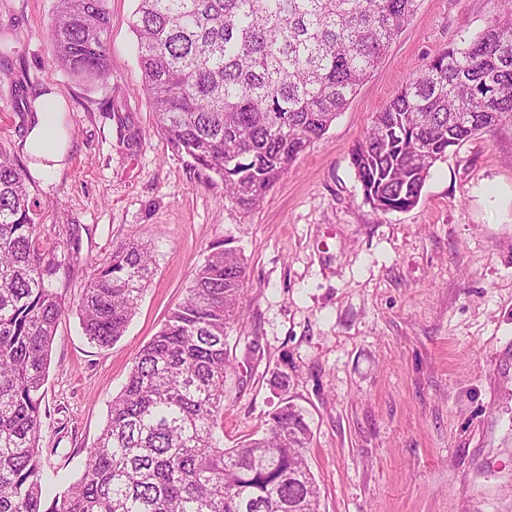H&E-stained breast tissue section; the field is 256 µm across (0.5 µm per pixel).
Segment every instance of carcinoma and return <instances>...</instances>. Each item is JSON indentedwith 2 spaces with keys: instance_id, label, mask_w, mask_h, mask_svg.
<instances>
[{
  "instance_id": "obj_1",
  "label": "carcinoma",
  "mask_w": 512,
  "mask_h": 512,
  "mask_svg": "<svg viewBox=\"0 0 512 512\" xmlns=\"http://www.w3.org/2000/svg\"><path fill=\"white\" fill-rule=\"evenodd\" d=\"M417 0H138L142 93L156 129L242 214L265 200L320 139L409 22ZM474 40L441 52L379 112L350 150L364 201L418 204L436 162L512 117V0ZM105 0H59L52 61L95 82L110 75ZM25 176L0 151V512H319L304 452L311 430L286 402L266 428L224 447L225 338L240 321L247 269L216 242L186 298L137 353L80 478L46 497L42 388L68 311L37 246ZM131 236L97 263L79 303L98 346L123 335L153 274Z\"/></svg>"
}]
</instances>
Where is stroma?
Returning <instances> with one entry per match:
<instances>
[{"label": "stroma", "mask_w": 512, "mask_h": 512, "mask_svg": "<svg viewBox=\"0 0 512 512\" xmlns=\"http://www.w3.org/2000/svg\"><path fill=\"white\" fill-rule=\"evenodd\" d=\"M57 3L0 0V150L26 177L70 306L42 403L49 494L78 480L136 354L221 240L247 266L226 338L225 447L288 402L312 431L321 512H512V118L437 162L406 212L366 204L350 163L373 113L436 53L480 35L503 0H418L349 106L246 215L157 133L135 0H107L112 70L91 85L51 60ZM48 108L62 133L50 160L24 147ZM133 234L155 275L124 335L100 347L77 306L96 262ZM282 372L284 391L272 385Z\"/></svg>", "instance_id": "35a3bbf8"}]
</instances>
